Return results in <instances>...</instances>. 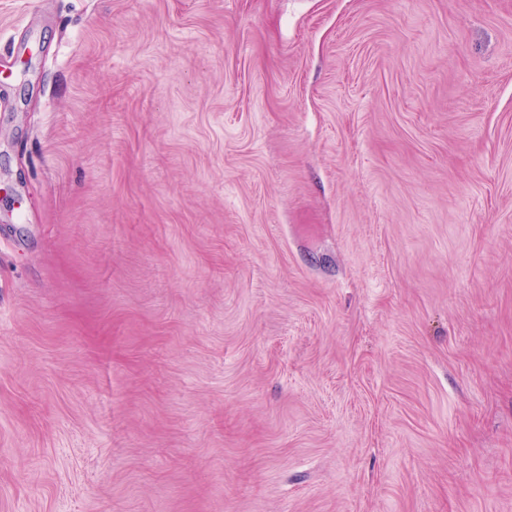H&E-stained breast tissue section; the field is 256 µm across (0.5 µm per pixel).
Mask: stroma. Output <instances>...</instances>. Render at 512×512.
<instances>
[{
	"instance_id": "1",
	"label": "stroma",
	"mask_w": 512,
	"mask_h": 512,
	"mask_svg": "<svg viewBox=\"0 0 512 512\" xmlns=\"http://www.w3.org/2000/svg\"><path fill=\"white\" fill-rule=\"evenodd\" d=\"M0 512H512V0H0Z\"/></svg>"
}]
</instances>
